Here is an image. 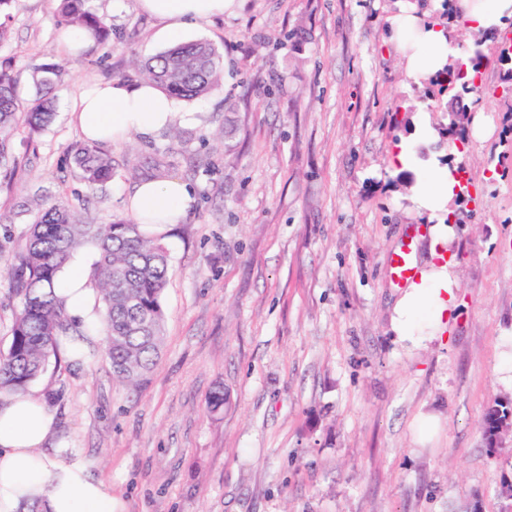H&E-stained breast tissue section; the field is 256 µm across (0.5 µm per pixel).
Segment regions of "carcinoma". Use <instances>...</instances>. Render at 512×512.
<instances>
[{
    "mask_svg": "<svg viewBox=\"0 0 512 512\" xmlns=\"http://www.w3.org/2000/svg\"><path fill=\"white\" fill-rule=\"evenodd\" d=\"M58 23L92 31L98 45L112 40L111 22L90 8L89 0H60ZM133 70L163 92L193 100L220 86L223 59L211 43L196 41L176 45L145 62L137 60ZM62 77L63 70L55 62L32 67L33 93L23 97L13 65L0 63V174L17 165L12 138L19 123L33 131L52 124L54 90ZM433 83L441 92L457 86L464 93L469 91V82L458 66L437 73ZM71 156L87 191L112 178V157L98 144L77 142L71 147ZM87 242L98 250L94 276L105 310V353L113 377L135 389L155 365L163 343L161 298L169 270L164 246L134 220L91 224L77 217L69 201L50 195L42 199L10 269L19 310L10 344L0 351V391L27 388L56 354L57 337L71 329L54 288L74 252ZM510 414L511 400H494L479 425L484 439Z\"/></svg>",
    "mask_w": 512,
    "mask_h": 512,
    "instance_id": "obj_1",
    "label": "carcinoma"
}]
</instances>
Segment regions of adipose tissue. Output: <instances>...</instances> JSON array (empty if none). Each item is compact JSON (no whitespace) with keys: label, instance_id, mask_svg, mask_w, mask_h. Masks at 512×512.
I'll return each instance as SVG.
<instances>
[{"label":"adipose tissue","instance_id":"obj_1","mask_svg":"<svg viewBox=\"0 0 512 512\" xmlns=\"http://www.w3.org/2000/svg\"><path fill=\"white\" fill-rule=\"evenodd\" d=\"M137 6L164 23L158 41H181L197 21L219 16L232 0H136ZM453 9L470 29L493 31L512 19V0H456ZM392 39L405 60L406 75L419 84L458 58L460 50L451 29L419 15L415 6L400 5L391 24ZM73 118L82 138L118 142L129 134L143 138L161 130L194 120L193 113L181 111L176 102L148 83L128 85L121 81L94 85L74 98ZM454 171L433 165L423 183L413 191L417 209L436 217L431 252L437 262L420 278L419 284L404 292L395 308L394 329L400 342L421 347L436 339L419 335L415 326L421 312L434 318L446 315L458 282L446 250L455 239L453 225L439 221L455 197ZM190 201L188 186L177 179L147 180L137 185L126 200L135 217L152 212L157 223H181ZM85 269L65 268L57 281V294L65 312L81 327L102 326L103 307L87 286ZM55 432V415L42 392L26 389L0 391V512H25L31 505L41 512H113L112 492L92 479L81 460L60 461L46 446Z\"/></svg>","mask_w":512,"mask_h":512}]
</instances>
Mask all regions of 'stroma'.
I'll return each mask as SVG.
<instances>
[{
	"label": "stroma",
	"mask_w": 512,
	"mask_h": 512,
	"mask_svg": "<svg viewBox=\"0 0 512 512\" xmlns=\"http://www.w3.org/2000/svg\"><path fill=\"white\" fill-rule=\"evenodd\" d=\"M92 4L112 22L110 46L65 52L58 0H16L0 45V60L69 71L54 122L16 131L21 166L0 185V349L19 308L7 272L45 192L96 224L127 218L125 198L159 176L192 199L157 233L164 345L139 388L113 378L100 342L84 362L57 354L35 380L59 459L84 458L117 512H505L512 430L492 449L479 424L512 398V78L499 59L512 30L484 38L457 144L390 40L397 0H235L185 37L224 62L219 90L181 104L198 123L104 145L114 175L88 194L67 156L81 139L70 101L134 82L130 57L165 50L134 0ZM402 141L414 168L392 166ZM160 154L168 165L152 170ZM434 161L457 168L471 199L454 211L453 311L439 340L412 348L393 329L389 258L430 222L410 195Z\"/></svg>",
	"instance_id": "stroma-1"
}]
</instances>
